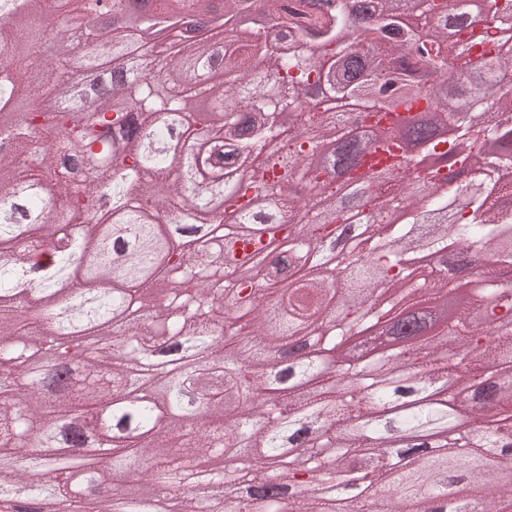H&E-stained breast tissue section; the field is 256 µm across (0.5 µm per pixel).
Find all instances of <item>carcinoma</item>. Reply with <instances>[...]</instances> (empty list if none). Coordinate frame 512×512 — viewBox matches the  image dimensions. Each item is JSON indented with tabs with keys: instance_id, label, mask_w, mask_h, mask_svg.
I'll list each match as a JSON object with an SVG mask.
<instances>
[{
	"instance_id": "cac0c4a2",
	"label": "carcinoma",
	"mask_w": 512,
	"mask_h": 512,
	"mask_svg": "<svg viewBox=\"0 0 512 512\" xmlns=\"http://www.w3.org/2000/svg\"><path fill=\"white\" fill-rule=\"evenodd\" d=\"M142 2L110 35L83 0L0 4V376L26 390L0 399V452L15 455L0 512H149L132 479L175 512H454L448 488L472 512H512V371L481 391L489 367L512 365V210L495 201L512 192V121L489 79L512 71V0L481 14L468 0H358V29L332 0ZM34 26L52 56L24 37ZM109 60L121 99L75 96L78 69ZM16 96L27 111L9 109ZM174 126L190 153L165 148ZM384 139L403 167L361 171ZM188 225L224 249L170 246ZM276 238L288 247L262 275L255 258ZM472 252L493 262L464 281ZM424 254L457 269L416 278ZM459 287L451 319H390L407 295ZM370 324L396 349L362 366L345 338ZM182 344L222 371L138 373ZM43 359L78 373L32 376ZM282 364L328 384L270 396ZM71 416L120 449L88 475L37 452ZM301 418L319 430L291 461ZM226 448L215 482L243 497L174 482ZM38 475L52 494L16 502L15 483Z\"/></svg>"
}]
</instances>
